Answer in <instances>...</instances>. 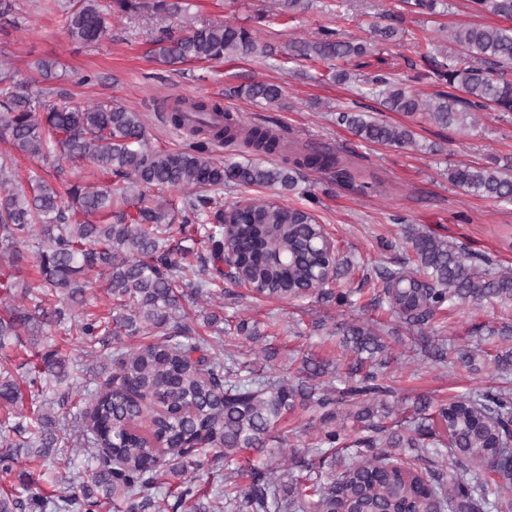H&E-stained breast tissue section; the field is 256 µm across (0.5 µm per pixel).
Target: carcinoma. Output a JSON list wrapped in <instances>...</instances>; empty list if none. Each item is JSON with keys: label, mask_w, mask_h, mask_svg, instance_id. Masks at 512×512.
I'll use <instances>...</instances> for the list:
<instances>
[{"label": "carcinoma", "mask_w": 512, "mask_h": 512, "mask_svg": "<svg viewBox=\"0 0 512 512\" xmlns=\"http://www.w3.org/2000/svg\"><path fill=\"white\" fill-rule=\"evenodd\" d=\"M476 14L490 13L511 20L512 0H469ZM310 0H278L277 17L288 18L308 8ZM138 7L133 0H78L65 9L70 38L98 44L107 35L112 10ZM152 9L169 15L183 11V0H154ZM449 37L468 61L465 67L441 66L442 83L459 94L441 91L424 99L389 77L378 74L371 85L380 104L407 117L423 114L441 128L471 127L468 119L485 110L512 112V79L491 69L512 64V27L469 23L449 30ZM157 53L170 64L220 61L230 54L242 58L271 55L248 30L215 23L183 30L158 40ZM371 51L366 42L343 39L331 28L313 41L289 45L292 56L323 62L346 61ZM34 82L15 78L0 68V139L34 159L47 160L48 141L57 140L60 160L88 163L126 182L122 187L87 186L60 180L61 187L41 178L24 185L17 179L13 156L0 154V261L21 270L32 264L42 278V289L29 284L17 288L10 279L0 289L24 304L0 316V351L24 334L34 345L61 320L65 311L82 310L73 327L85 344V353L101 352L105 363L85 370L76 388L42 398L44 385L73 377L70 362L54 350L37 353L29 386L34 393L33 416L22 413L19 382L0 367V406L7 410L0 435V472L10 475L23 458L44 461L55 448L76 446L89 454L91 485L68 489L47 499L29 483L20 492H0V512H101L110 503L120 512H158L159 504L175 512L190 505L206 512L195 480L187 477L208 460L234 461L244 449L269 451L270 431L299 407L320 424L316 451L324 453L347 440L336 426V391L292 382L285 377L244 374L230 354H224L221 333L199 334L183 309L182 300L210 293L218 282H230L260 296L298 299L316 294L342 306L349 294L332 284L339 279L333 252H317L302 233L317 223L313 210L271 200H253L206 213L204 230L208 257L194 265L189 250L172 245L175 236L199 218V207L210 199L202 193L225 185L295 186L294 170L308 168L345 178L335 155L315 151L299 154L293 167L260 162L216 161L215 142L240 140L256 156L282 150L280 136L261 125H241L217 102L178 98L169 122L187 132L190 141L181 151L151 149L146 124L138 112L120 105H63L44 107V93L32 91ZM236 93L260 104L279 105V86L254 81ZM338 122L367 143L396 149L417 146L412 130L378 119L370 112H341ZM448 181L464 192L497 201H512V163L448 169ZM141 195L157 192V201L131 216L121 210L126 190ZM191 190L184 195L183 223L167 220L174 208L164 193ZM91 217L111 211L114 222L73 221L70 208ZM233 224L230 232L224 225ZM413 265L374 269L377 302L405 324L423 328L438 312L457 300L474 302L512 300V270L489 277L481 258L448 243L434 233L413 231L405 237ZM235 266L224 270L227 251ZM99 271L115 301V311L98 317L83 311L92 282L86 274ZM142 332L159 339L129 348L124 336ZM354 352L372 355L383 348L380 334L370 326L353 324L347 330ZM362 361L352 367L341 396L354 407L353 419L366 424L370 434L353 441L356 451L344 469L281 494L273 475L253 473L246 487L224 485V499L237 512H336V502L348 512H512V393L479 389L448 402H417L422 414L405 429L381 425L394 412L386 400L393 394L376 370L358 376ZM80 397L85 408L72 414L70 424L58 426L54 407ZM418 448L415 460L398 453ZM448 454V472L422 467L425 455ZM172 476L178 482L161 481Z\"/></svg>", "instance_id": "cac0c4a2"}]
</instances>
